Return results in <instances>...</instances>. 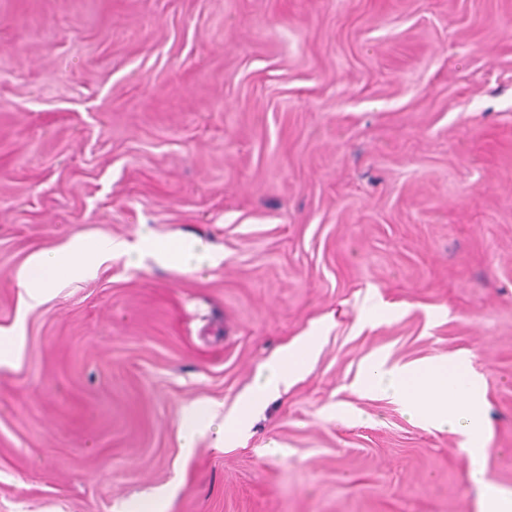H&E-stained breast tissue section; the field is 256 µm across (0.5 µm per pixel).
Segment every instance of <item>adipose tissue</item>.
Here are the masks:
<instances>
[{"label":"adipose tissue","instance_id":"ef3b65f1","mask_svg":"<svg viewBox=\"0 0 512 512\" xmlns=\"http://www.w3.org/2000/svg\"><path fill=\"white\" fill-rule=\"evenodd\" d=\"M116 256L127 258L137 266L150 259L178 272L197 271L220 261L219 254L202 241L166 248L146 228L133 243L74 236L60 248L41 251L28 258L18 275L23 299L28 306H39L61 275L93 279L99 265ZM317 344L316 334L311 333L280 349L265 363L256 383L232 412L219 414L210 403L186 407L179 423L184 450L192 451L198 437L211 430L216 433L217 447L238 441L257 409L287 391L307 370ZM358 388L365 394L399 401L410 417L425 427L460 433L470 461L471 477L485 491L482 512H504L500 490L481 465L486 450L480 385L467 369L445 356L392 365L377 359L360 376Z\"/></svg>","mask_w":512,"mask_h":512}]
</instances>
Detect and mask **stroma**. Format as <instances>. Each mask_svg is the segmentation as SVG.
Returning <instances> with one entry per match:
<instances>
[{"instance_id": "stroma-1", "label": "stroma", "mask_w": 512, "mask_h": 512, "mask_svg": "<svg viewBox=\"0 0 512 512\" xmlns=\"http://www.w3.org/2000/svg\"><path fill=\"white\" fill-rule=\"evenodd\" d=\"M144 226L223 259L22 305L31 253ZM318 326L183 455L185 406ZM1 329L0 512H479L461 436L356 385L443 355L512 499V0H0ZM317 344L318 336L311 333L301 341L280 349L265 363L256 383L232 412L220 415L216 406L210 403H193L186 407L178 429L185 453H191L198 437L207 433L217 420L216 447L222 448L238 441L251 424L257 409L266 401L288 391L308 369L309 359ZM206 415L207 421L203 424L201 419Z\"/></svg>"}]
</instances>
